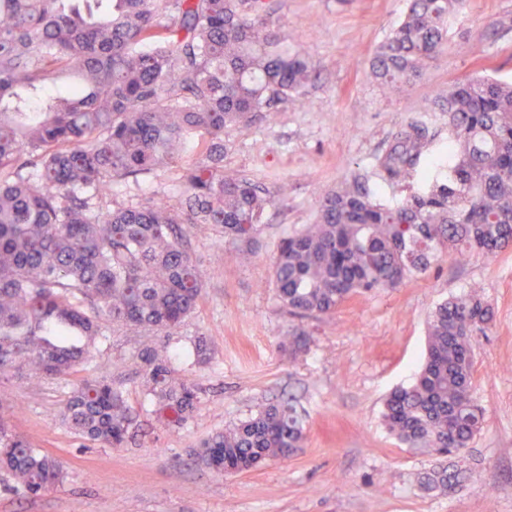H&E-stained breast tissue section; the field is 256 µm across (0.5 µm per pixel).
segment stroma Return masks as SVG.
<instances>
[{
  "mask_svg": "<svg viewBox=\"0 0 512 512\" xmlns=\"http://www.w3.org/2000/svg\"><path fill=\"white\" fill-rule=\"evenodd\" d=\"M289 44L306 48L318 76L276 116L224 128V167L286 186L247 243L209 224L188 233L203 283L195 313L171 336L172 362L199 389L195 417L159 422L145 399L135 355L145 334L112 323L93 358L65 377L30 380L0 371V406L15 432L57 457L66 477L30 499L0 480V512H512V249L459 263L439 258L393 290L354 298L335 313L296 318L281 306L273 262L281 241L314 223L322 195L367 176L385 200L423 187L432 162L448 157L443 105L449 84L485 75L512 82V0H467L448 16V42L416 80L387 90L368 75L374 53L397 26L406 0H263ZM414 120L428 128L425 159L408 185L387 184L374 165ZM181 172L169 167L113 185L112 207L177 203ZM481 284L494 308L473 339V396L484 426L465 453L472 470L454 494L423 489L447 457L407 447L385 428L386 396L412 382L425 354L434 308ZM302 335L305 347L288 349ZM202 336L210 358L185 357ZM107 375L132 408L134 442L102 448L73 434L61 410L84 379ZM294 399L305 439L292 457L234 476L201 465V440L282 399Z\"/></svg>",
  "mask_w": 512,
  "mask_h": 512,
  "instance_id": "1",
  "label": "stroma"
}]
</instances>
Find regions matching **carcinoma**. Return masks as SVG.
<instances>
[{"instance_id": "carcinoma-1", "label": "carcinoma", "mask_w": 512, "mask_h": 512, "mask_svg": "<svg viewBox=\"0 0 512 512\" xmlns=\"http://www.w3.org/2000/svg\"><path fill=\"white\" fill-rule=\"evenodd\" d=\"M81 12L65 0H0V370L63 376L90 359L100 324L159 336L137 353L144 393L167 426L198 409L194 384L172 368L166 338L198 307L203 282L184 224H210L246 241L279 187L224 172V126L248 124L278 101L300 98L315 72L288 45L262 0H107ZM465 0H410L370 64L393 86L418 78L445 46L448 14ZM78 78L45 96L62 76ZM448 172L388 202L355 174L323 195L317 220L283 239L274 284L298 317L334 313L352 298L397 288L448 254L458 261L512 248V84L476 77L448 87ZM412 122L377 158L392 184L424 154ZM188 144L179 207L109 209L112 184L175 164ZM493 318L480 286L438 307L417 377L390 393L383 421L423 453L468 447L483 422L472 395L471 337ZM63 422L81 438L121 448L133 420L107 376L72 391ZM303 419L270 404L201 442L197 459L234 473L286 459L301 447ZM470 465L456 462L426 484L453 491ZM0 472L37 496L65 477L62 463L0 418Z\"/></svg>"}]
</instances>
